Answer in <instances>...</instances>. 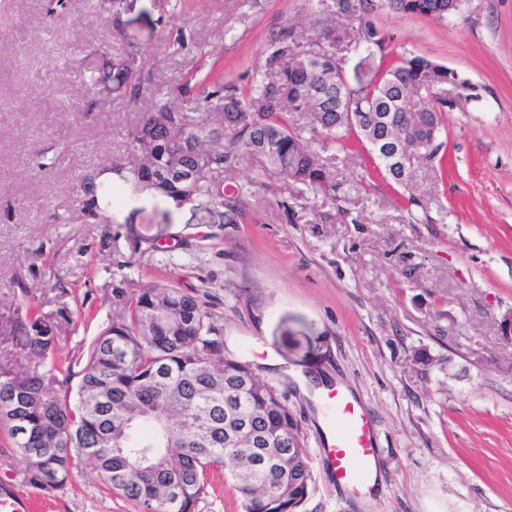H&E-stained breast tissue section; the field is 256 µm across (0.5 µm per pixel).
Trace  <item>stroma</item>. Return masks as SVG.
Wrapping results in <instances>:
<instances>
[{"instance_id":"obj_1","label":"stroma","mask_w":512,"mask_h":512,"mask_svg":"<svg viewBox=\"0 0 512 512\" xmlns=\"http://www.w3.org/2000/svg\"><path fill=\"white\" fill-rule=\"evenodd\" d=\"M96 2L69 0L50 18L43 0H0V315L28 290L57 324L61 353L76 355L111 317L113 282L186 291L226 351L285 393L312 459L297 512H512V335L502 329L512 311V0H468L445 19L374 16L392 50L471 87L467 100L447 94L446 173L419 163L404 190L351 141L324 155L342 187L334 201L252 184L261 160L245 156L224 173L242 189L234 224L151 192L105 224L75 202L79 177L123 156L142 118L113 95L112 59L152 50L151 82L170 93L201 80L247 90L273 31L310 37L312 0H127L118 32ZM89 62L102 78L92 88L80 78ZM163 211L157 249L132 251L128 224ZM311 373L355 395L372 421L371 494L329 475L323 411L300 387ZM29 496L31 512H135L89 465L64 490ZM196 512H245L228 470L212 473Z\"/></svg>"}]
</instances>
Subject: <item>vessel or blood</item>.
<instances>
[{
    "label": "vessel or blood",
    "mask_w": 512,
    "mask_h": 512,
    "mask_svg": "<svg viewBox=\"0 0 512 512\" xmlns=\"http://www.w3.org/2000/svg\"><path fill=\"white\" fill-rule=\"evenodd\" d=\"M320 402L330 434L323 453L335 482L353 494H366L378 459L372 422L360 404L341 389L324 391Z\"/></svg>",
    "instance_id": "b4317fda"
}]
</instances>
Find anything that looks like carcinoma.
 <instances>
[{
	"label": "carcinoma",
	"mask_w": 512,
	"mask_h": 512,
	"mask_svg": "<svg viewBox=\"0 0 512 512\" xmlns=\"http://www.w3.org/2000/svg\"><path fill=\"white\" fill-rule=\"evenodd\" d=\"M366 0H315L316 38L292 29L272 34L265 69L249 94L234 84L198 82L179 90L182 104L148 86V55L112 60V91L137 106L153 97L127 134L128 161H113L119 181L85 172L76 199L103 219L125 197L157 192L180 207L206 200L219 223L242 215L240 189L224 186V167L244 155L262 160L259 178L302 184L332 199L339 185L319 152L354 137L369 148L382 178L399 181L374 142L386 135L443 146L448 68L414 53L393 54L387 31L366 16ZM436 0H391L402 14L438 17ZM118 30L125 0H100ZM363 43L373 56L348 70L338 47ZM222 115L219 126L205 114ZM356 115L350 122L343 113ZM305 113L318 148L297 133ZM132 250L154 249L156 236L128 226ZM119 315L103 325L83 357L58 355L57 326L37 313L26 289L0 318V335L33 362L20 371L0 354V427L23 464L24 482L61 491L75 471L94 465L136 512H195L211 471L231 466L246 512H296L312 469L285 395L250 364L224 355V337L196 296L170 287H112Z\"/></svg>",
	"instance_id": "1"
}]
</instances>
